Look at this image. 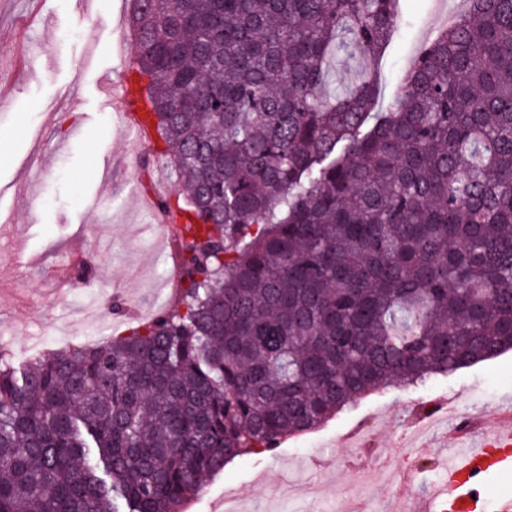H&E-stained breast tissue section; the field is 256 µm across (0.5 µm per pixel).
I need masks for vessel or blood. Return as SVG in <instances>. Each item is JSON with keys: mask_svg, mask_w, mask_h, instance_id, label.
Segmentation results:
<instances>
[{"mask_svg": "<svg viewBox=\"0 0 512 512\" xmlns=\"http://www.w3.org/2000/svg\"><path fill=\"white\" fill-rule=\"evenodd\" d=\"M139 97V90L128 80L112 95L113 108L125 112L138 126L143 123ZM509 467H512V421L494 428L474 447L460 449L448 462L443 494L418 498L415 512H475L477 496L486 491L485 477Z\"/></svg>", "mask_w": 512, "mask_h": 512, "instance_id": "b4317fda", "label": "vessel or blood"}]
</instances>
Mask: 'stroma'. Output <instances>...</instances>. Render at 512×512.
Returning <instances> with one entry per match:
<instances>
[{
  "instance_id": "obj_1",
  "label": "stroma",
  "mask_w": 512,
  "mask_h": 512,
  "mask_svg": "<svg viewBox=\"0 0 512 512\" xmlns=\"http://www.w3.org/2000/svg\"><path fill=\"white\" fill-rule=\"evenodd\" d=\"M130 0H46L48 25L27 24L29 0H0V50L27 36L36 53L20 79L0 80V348L16 365L128 332L163 304L173 240L144 208L140 142L102 87L135 64ZM438 0H405L376 65L388 102L422 44L444 31ZM96 260L74 288L76 261ZM122 312L110 311L111 302ZM512 409V351L408 389L369 395L320 427L250 454L211 477L186 512H212L233 493L244 512H303L293 474L318 486L323 512H391L405 467L418 493L441 485L442 462L464 446L469 412L483 429Z\"/></svg>"
}]
</instances>
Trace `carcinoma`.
<instances>
[{"instance_id":"carcinoma-1","label":"carcinoma","mask_w":512,"mask_h":512,"mask_svg":"<svg viewBox=\"0 0 512 512\" xmlns=\"http://www.w3.org/2000/svg\"><path fill=\"white\" fill-rule=\"evenodd\" d=\"M399 5L133 0L179 287L124 335L0 355V512H176L240 455L512 350V0H470L383 108Z\"/></svg>"}]
</instances>
